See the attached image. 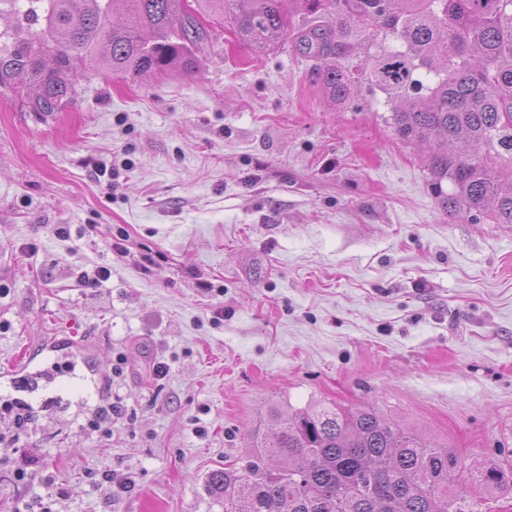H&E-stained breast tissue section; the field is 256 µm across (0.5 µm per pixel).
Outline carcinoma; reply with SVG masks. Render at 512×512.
I'll use <instances>...</instances> for the list:
<instances>
[{
	"mask_svg": "<svg viewBox=\"0 0 512 512\" xmlns=\"http://www.w3.org/2000/svg\"><path fill=\"white\" fill-rule=\"evenodd\" d=\"M0 0V96L63 111L87 70L142 77L192 71L229 22L263 51L288 33L287 0ZM299 45L324 96L346 103L341 59L367 52L365 80L387 122L428 144L443 212L512 224V0H306ZM396 47L383 45L386 40ZM512 492V464L466 468L371 406L270 409L234 466L209 479L224 512H474L463 484Z\"/></svg>",
	"mask_w": 512,
	"mask_h": 512,
	"instance_id": "obj_1",
	"label": "carcinoma"
}]
</instances>
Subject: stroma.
<instances>
[{
  "mask_svg": "<svg viewBox=\"0 0 512 512\" xmlns=\"http://www.w3.org/2000/svg\"><path fill=\"white\" fill-rule=\"evenodd\" d=\"M199 57L85 74L46 123L0 98V400L35 412L0 414V512H224L206 480L276 404H369L512 463V226L444 214L386 95L324 101L290 36Z\"/></svg>",
  "mask_w": 512,
  "mask_h": 512,
  "instance_id": "stroma-1",
  "label": "stroma"
}]
</instances>
